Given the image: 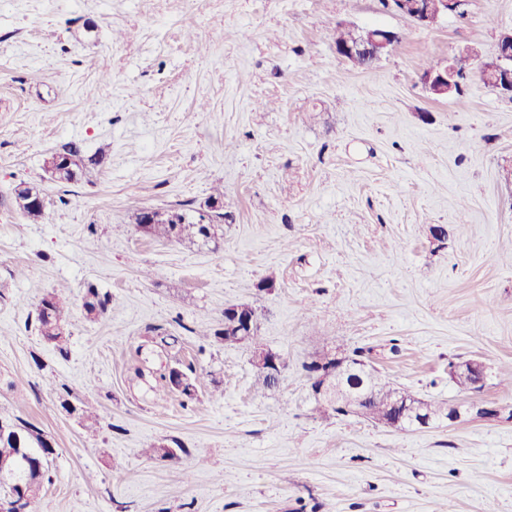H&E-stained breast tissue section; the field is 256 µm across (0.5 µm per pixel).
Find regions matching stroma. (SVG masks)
<instances>
[{"instance_id": "stroma-1", "label": "stroma", "mask_w": 512, "mask_h": 512, "mask_svg": "<svg viewBox=\"0 0 512 512\" xmlns=\"http://www.w3.org/2000/svg\"><path fill=\"white\" fill-rule=\"evenodd\" d=\"M335 22L399 42L357 67ZM510 31L512 0H466L430 27L389 0H0V417L56 449L36 512H512V421L326 415L304 370L364 348L454 405L448 362L475 358V400L512 406V98L477 61ZM467 49L464 105L435 98L423 70ZM67 144L68 184L46 169ZM219 184L215 243L138 227L140 209L200 210ZM20 185L40 217L16 208ZM90 285L112 297L93 321ZM57 288L65 359L34 326ZM229 303L258 310L288 363L266 394L248 349L195 333ZM172 367L199 376L192 401L168 390ZM50 373L99 431L60 408ZM172 439L189 458L144 455Z\"/></svg>"}]
</instances>
